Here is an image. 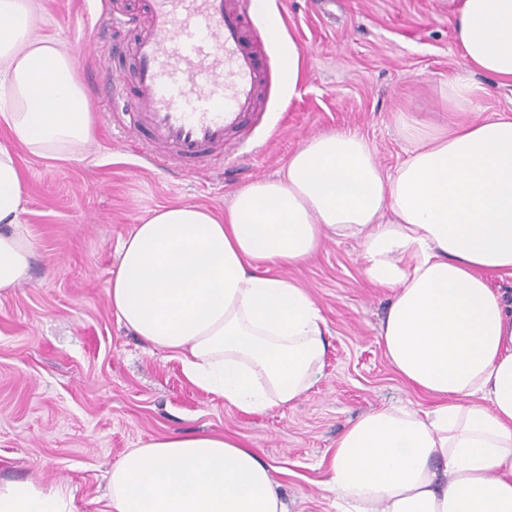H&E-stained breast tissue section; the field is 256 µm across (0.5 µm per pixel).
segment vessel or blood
I'll list each match as a JSON object with an SVG mask.
<instances>
[{"instance_id":"obj_1","label":"vessel or blood","mask_w":512,"mask_h":512,"mask_svg":"<svg viewBox=\"0 0 512 512\" xmlns=\"http://www.w3.org/2000/svg\"><path fill=\"white\" fill-rule=\"evenodd\" d=\"M252 0H144L127 133L147 160L188 172L223 166L230 136L258 117L267 68L246 32Z\"/></svg>"}]
</instances>
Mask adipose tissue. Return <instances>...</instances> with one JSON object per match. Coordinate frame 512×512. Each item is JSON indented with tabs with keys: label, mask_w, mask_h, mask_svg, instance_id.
<instances>
[{
	"label": "adipose tissue",
	"mask_w": 512,
	"mask_h": 512,
	"mask_svg": "<svg viewBox=\"0 0 512 512\" xmlns=\"http://www.w3.org/2000/svg\"><path fill=\"white\" fill-rule=\"evenodd\" d=\"M285 81L299 52L267 0H255ZM466 62L512 83V0H460ZM469 77L442 96L464 118L432 133L401 115L411 150L384 172L372 145L336 131L309 139L282 177L238 189L224 216L163 205L118 243L108 296L119 323L178 360L205 393L247 413L297 405L322 377L327 325L310 294L275 268L328 235L360 240L365 275L393 293L384 351L435 405L358 416L336 442L327 483L337 512H512V115L475 112ZM0 293L29 282L36 243L20 221L25 177L13 145L81 160L94 115L71 52L36 32L30 0H0ZM0 512H77L73 494L0 485ZM105 512H286L272 469L238 440L172 435L129 450Z\"/></svg>",
	"instance_id": "adipose-tissue-1"
}]
</instances>
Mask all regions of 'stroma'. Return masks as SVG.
Here are the masks:
<instances>
[{
	"label": "stroma",
	"mask_w": 512,
	"mask_h": 512,
	"mask_svg": "<svg viewBox=\"0 0 512 512\" xmlns=\"http://www.w3.org/2000/svg\"><path fill=\"white\" fill-rule=\"evenodd\" d=\"M459 0H276L271 9L300 53L287 86L277 47L263 119L242 133L247 150L223 175L179 174L147 161L126 138L122 104L101 96L123 30L108 15L136 16L141 0H35L39 34L73 54L95 114L82 161L14 153L26 174L20 216L37 250L30 282L0 295V482L71 490L78 512H103L107 477L128 450L172 433L236 437L275 468L288 512H337L327 490L336 442L361 414L433 397L397 373L379 342L390 294L363 273L354 238H326L307 260L280 268L306 288L324 316L329 342L323 379L289 408L243 412L194 387L177 360L141 343L112 314L107 288L120 235L160 205L193 203L223 214L247 183L277 177L310 138L351 130L367 139L385 170L405 157L401 114L448 123L450 78L481 87V112L512 115V85L469 68L454 42Z\"/></svg>",
	"instance_id": "stroma-1"
}]
</instances>
